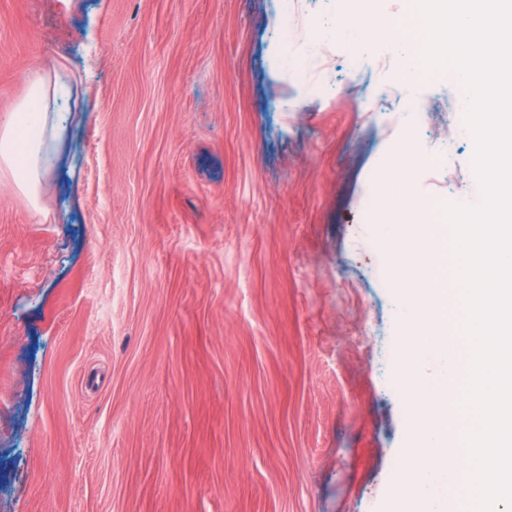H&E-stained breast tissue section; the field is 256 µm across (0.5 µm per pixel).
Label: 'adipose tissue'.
Instances as JSON below:
<instances>
[{"label":"adipose tissue","instance_id":"obj_1","mask_svg":"<svg viewBox=\"0 0 512 512\" xmlns=\"http://www.w3.org/2000/svg\"><path fill=\"white\" fill-rule=\"evenodd\" d=\"M61 83H50L41 72L34 71L25 98L0 122V166L9 170L17 187L37 202L38 186L46 174L39 164L42 150H53L63 138L66 127L62 114L31 111L32 102L48 103L50 96L65 95Z\"/></svg>","mask_w":512,"mask_h":512}]
</instances>
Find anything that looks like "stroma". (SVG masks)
I'll return each mask as SVG.
<instances>
[{
  "mask_svg": "<svg viewBox=\"0 0 512 512\" xmlns=\"http://www.w3.org/2000/svg\"><path fill=\"white\" fill-rule=\"evenodd\" d=\"M288 2L0 0V117L71 88L40 210L0 168V512H389L412 400L364 214L408 148L433 217L482 203L475 145L448 73Z\"/></svg>",
  "mask_w": 512,
  "mask_h": 512,
  "instance_id": "35a3bbf8",
  "label": "stroma"
}]
</instances>
